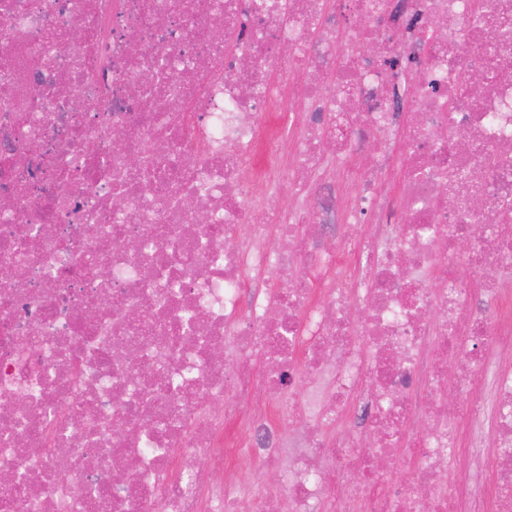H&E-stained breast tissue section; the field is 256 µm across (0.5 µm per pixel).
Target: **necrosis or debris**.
Listing matches in <instances>:
<instances>
[{
    "mask_svg": "<svg viewBox=\"0 0 512 512\" xmlns=\"http://www.w3.org/2000/svg\"><path fill=\"white\" fill-rule=\"evenodd\" d=\"M0 512H512V0H0Z\"/></svg>",
    "mask_w": 512,
    "mask_h": 512,
    "instance_id": "1",
    "label": "necrosis or debris"
}]
</instances>
